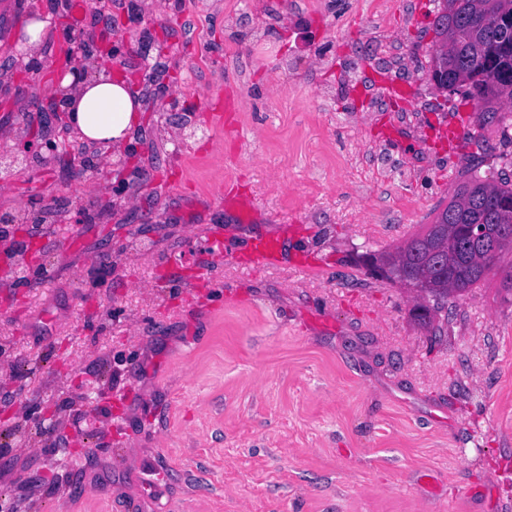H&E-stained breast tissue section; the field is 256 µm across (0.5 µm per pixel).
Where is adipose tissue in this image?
Instances as JSON below:
<instances>
[{
	"instance_id": "adipose-tissue-1",
	"label": "adipose tissue",
	"mask_w": 512,
	"mask_h": 512,
	"mask_svg": "<svg viewBox=\"0 0 512 512\" xmlns=\"http://www.w3.org/2000/svg\"><path fill=\"white\" fill-rule=\"evenodd\" d=\"M89 70L84 82L76 84L67 77L60 87L68 97L72 124L81 139L116 159L140 122L143 102L122 78L113 76L111 65L104 60L92 61Z\"/></svg>"
}]
</instances>
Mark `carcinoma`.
<instances>
[{
	"instance_id": "obj_1",
	"label": "carcinoma",
	"mask_w": 512,
	"mask_h": 512,
	"mask_svg": "<svg viewBox=\"0 0 512 512\" xmlns=\"http://www.w3.org/2000/svg\"><path fill=\"white\" fill-rule=\"evenodd\" d=\"M436 14L431 81L451 95L462 93L478 112H495L502 98L512 100V0H458L453 10L436 0ZM470 224L487 225L485 238H468ZM501 224L512 225V180L491 184L472 170L448 204L434 209L432 225L410 238L402 263L427 279V294L443 302L479 285L500 254L512 251V238L499 236Z\"/></svg>"
}]
</instances>
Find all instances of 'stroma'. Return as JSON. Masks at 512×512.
<instances>
[{
    "mask_svg": "<svg viewBox=\"0 0 512 512\" xmlns=\"http://www.w3.org/2000/svg\"><path fill=\"white\" fill-rule=\"evenodd\" d=\"M433 8L91 0L76 24L73 0H0V154L35 136L61 157L0 165V214L42 212L47 267L0 278V412L28 414L0 433V512H512V253L433 325L369 260L469 168L512 179V101L455 112L429 79ZM75 49L135 76L144 178L87 168L67 113L40 115ZM275 231L276 268L231 261ZM173 257L210 270L193 310Z\"/></svg>",
    "mask_w": 512,
    "mask_h": 512,
    "instance_id": "obj_1",
    "label": "stroma"
}]
</instances>
